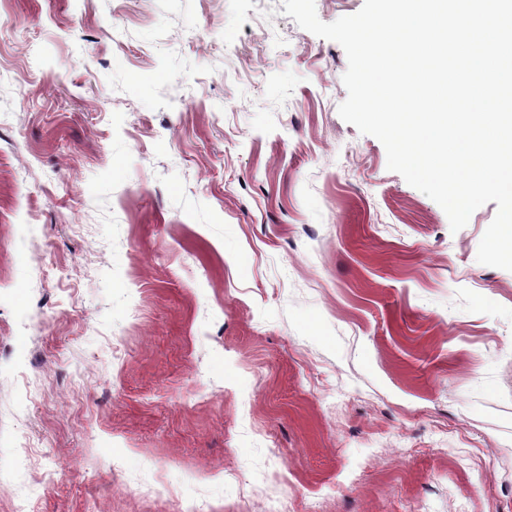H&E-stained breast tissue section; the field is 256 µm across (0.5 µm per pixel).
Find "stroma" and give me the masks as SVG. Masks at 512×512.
Instances as JSON below:
<instances>
[{
    "mask_svg": "<svg viewBox=\"0 0 512 512\" xmlns=\"http://www.w3.org/2000/svg\"><path fill=\"white\" fill-rule=\"evenodd\" d=\"M283 10L0 11V286L26 304L0 301V394H29L0 465L44 476L0 512H277L284 477L288 512H512L497 204L451 232L340 117L344 49Z\"/></svg>",
    "mask_w": 512,
    "mask_h": 512,
    "instance_id": "stroma-1",
    "label": "stroma"
}]
</instances>
